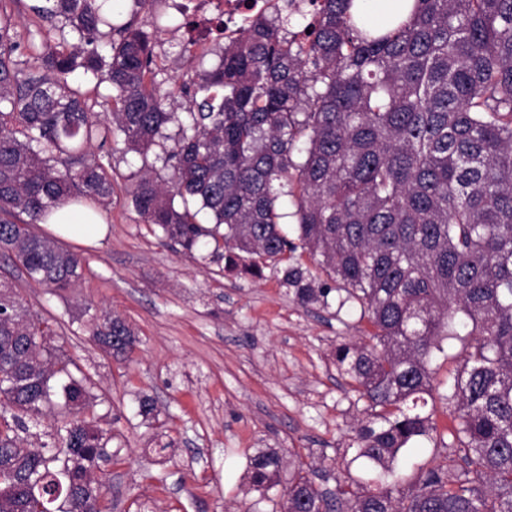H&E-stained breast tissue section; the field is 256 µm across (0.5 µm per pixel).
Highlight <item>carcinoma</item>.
<instances>
[{
	"instance_id": "carcinoma-1",
	"label": "carcinoma",
	"mask_w": 512,
	"mask_h": 512,
	"mask_svg": "<svg viewBox=\"0 0 512 512\" xmlns=\"http://www.w3.org/2000/svg\"><path fill=\"white\" fill-rule=\"evenodd\" d=\"M310 2L245 19L183 112L147 81L154 35L112 23L107 0L28 5L79 39L28 44L36 67L16 58L13 14L0 5V254L28 283L67 290L83 257L38 224L79 196L110 202L112 174L92 143L120 140L144 157L161 148L169 184L148 170L132 191L145 223L188 250L221 238L236 257L274 265L300 246L344 285L340 305L362 302L374 328L335 351L373 410L354 441L367 478L328 494L300 464L277 500L282 458L259 448L247 477L269 512H512V0H414L388 27L356 22L353 0ZM296 15L307 23L291 31ZM78 69L112 86V119L88 111L69 81ZM284 195L298 246L280 227ZM203 211L213 227L199 224ZM283 276L300 305L327 301L309 270ZM85 328L114 354L135 353L121 318ZM461 334L470 351L439 395L458 456L420 467L405 491L399 453L444 438L425 411L431 361L443 337ZM56 337L1 273L0 512H103L96 471L123 461L80 417L95 383ZM46 410L49 441L29 447L28 422Z\"/></svg>"
}]
</instances>
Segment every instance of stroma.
I'll list each match as a JSON object with an SVG mask.
<instances>
[{"instance_id": "1", "label": "stroma", "mask_w": 512, "mask_h": 512, "mask_svg": "<svg viewBox=\"0 0 512 512\" xmlns=\"http://www.w3.org/2000/svg\"><path fill=\"white\" fill-rule=\"evenodd\" d=\"M20 42L57 44L58 27L8 0ZM157 32L154 80L175 105L185 85L220 61L223 39L190 47L192 68L177 57L188 45L183 19L166 0L136 14ZM111 167L114 192L101 212L102 239L63 240L85 259L80 281L53 293L23 285L34 309L62 322L57 346L90 374L98 396L93 413L111 446L125 459L105 463L108 512H246L257 498L246 478L256 449H278L281 479L301 459L317 486L332 490L361 474L354 462L352 426L368 420L367 403L336 369L337 344L368 330L364 308L342 302L336 281L319 272L326 302L301 306L281 272L269 264L254 273L227 270L214 243L186 250L147 224L131 202L140 157L124 144L94 147ZM109 312L125 319L139 343L134 361L102 351L83 326ZM149 399V414L139 411ZM165 455H157L159 447Z\"/></svg>"}]
</instances>
